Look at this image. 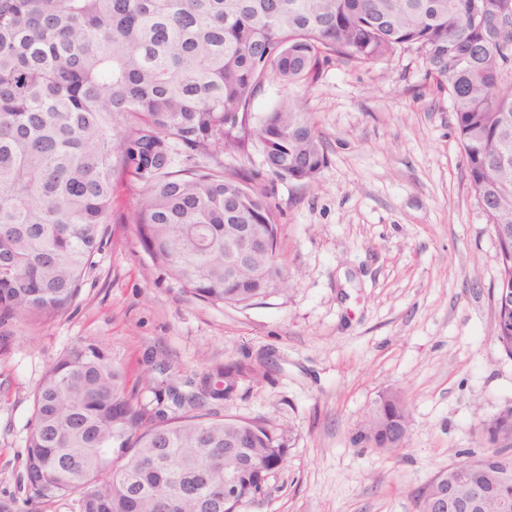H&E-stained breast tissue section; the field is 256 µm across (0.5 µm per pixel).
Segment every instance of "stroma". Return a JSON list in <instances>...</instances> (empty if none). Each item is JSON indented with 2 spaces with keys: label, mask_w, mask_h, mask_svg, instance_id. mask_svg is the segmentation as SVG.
<instances>
[{
  "label": "stroma",
  "mask_w": 512,
  "mask_h": 512,
  "mask_svg": "<svg viewBox=\"0 0 512 512\" xmlns=\"http://www.w3.org/2000/svg\"><path fill=\"white\" fill-rule=\"evenodd\" d=\"M306 103L328 156L315 181L272 177L257 143L195 159L268 186L284 291L246 308L186 294L135 235L141 189L129 185L70 311L0 326V500L13 512H78L71 498L31 503L25 462L32 395L81 340L104 343L133 380L150 359L180 386L232 362L265 371L209 406L285 431L287 459L248 512H416L434 474L485 449L481 423L512 406V358L495 339L498 245L447 92L409 51L332 60ZM392 389L412 418L408 446L388 456L353 439Z\"/></svg>",
  "instance_id": "obj_1"
}]
</instances>
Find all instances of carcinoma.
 I'll return each mask as SVG.
<instances>
[{"label": "carcinoma", "mask_w": 512, "mask_h": 512, "mask_svg": "<svg viewBox=\"0 0 512 512\" xmlns=\"http://www.w3.org/2000/svg\"><path fill=\"white\" fill-rule=\"evenodd\" d=\"M512 0H0V325L48 320L74 305L107 235L119 184L142 188L132 219L144 250L212 305L246 307L280 287V211L256 178L177 166L257 141L268 172L312 181L328 163L302 89L334 59L376 63L416 50L448 91L471 188L501 241L498 286L512 289ZM272 79L288 94L259 124L251 106ZM235 224H258L267 246L237 273L224 265ZM141 403L126 367L81 341L46 370L32 400L29 499L76 497L79 512H205L206 483L243 458L287 455L273 423L216 416L239 380L229 363L191 392L152 360ZM411 414L386 391L354 443L403 448ZM403 426L404 439L385 443ZM490 447L458 465L491 486L484 512L512 500L501 480L512 408L483 422ZM219 512L260 501L244 470Z\"/></svg>", "instance_id": "1"}]
</instances>
